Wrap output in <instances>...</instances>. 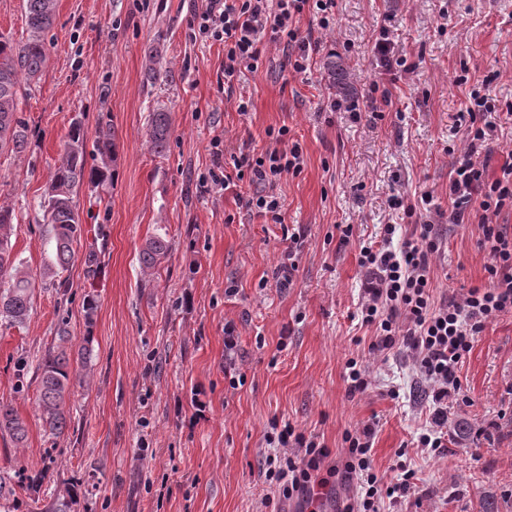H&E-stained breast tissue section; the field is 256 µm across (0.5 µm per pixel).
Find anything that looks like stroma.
<instances>
[{"label": "stroma", "instance_id": "35a3bbf8", "mask_svg": "<svg viewBox=\"0 0 512 512\" xmlns=\"http://www.w3.org/2000/svg\"><path fill=\"white\" fill-rule=\"evenodd\" d=\"M200 0H57L46 33L47 61L21 80L17 116L28 128L18 154L0 153V204L14 209L13 251L31 272L44 264L40 201L71 119L112 115L119 143L108 205L93 209L83 245H96L100 273L88 282L82 262L66 272L67 292L37 285L22 329L0 324V401L28 426L24 447L0 437V472H44L38 498L17 490L19 512H49L83 483L74 512H302L303 502L270 501L265 441L271 421L287 422L329 449L338 462L346 431L375 426L373 466L384 480L397 461L416 472L406 497L384 512H512V313L487 323L460 367L470 405V440L449 438L442 453L418 447L430 398L411 361L398 353L367 358L374 336L362 325L363 275L357 258L382 225L401 223L393 194L448 205L449 147H463L454 126L471 85L487 81L498 99L486 143L489 173L512 156V0H336L320 28L311 14L298 26L319 45L311 68L293 70L275 47L233 92L219 84L224 47L192 41L188 19ZM414 72L386 70L371 49L380 26ZM160 49L166 82L145 76L146 52ZM340 63L347 88L326 79ZM391 93L393 109L373 117L371 88ZM248 114L237 110L240 97ZM165 108L172 135L151 152V112ZM287 126L299 143V174L277 192L283 224L249 212L233 192L203 183L215 150L225 156L274 148L268 128ZM352 225L348 244L339 228ZM432 258L435 299L459 296L488 280L490 258L477 216L437 226ZM301 233L292 283L278 269L284 231ZM166 232L171 249L153 274L139 252ZM98 309L86 320L83 299ZM66 323L75 367L61 436L45 431L37 405L36 367ZM238 338L224 367V326ZM366 360L371 384L348 395L349 358Z\"/></svg>", "mask_w": 512, "mask_h": 512}]
</instances>
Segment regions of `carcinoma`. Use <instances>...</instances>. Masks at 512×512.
Listing matches in <instances>:
<instances>
[{
    "instance_id": "carcinoma-1",
    "label": "carcinoma",
    "mask_w": 512,
    "mask_h": 512,
    "mask_svg": "<svg viewBox=\"0 0 512 512\" xmlns=\"http://www.w3.org/2000/svg\"><path fill=\"white\" fill-rule=\"evenodd\" d=\"M30 35L22 44H15L0 35V151L7 148L22 152L26 148L25 125L17 117L20 74L36 77L47 60L45 33L52 27L57 0H24ZM172 134L170 112L163 108L151 113L148 128L150 148L160 154L168 148ZM88 131L81 118L72 120L63 152L50 175L48 189L40 202L43 223L46 224L50 260L40 271V278L53 288H69L60 279L76 258L74 244L84 235V227L77 206V197L83 188L96 192L113 185L117 161V136L111 115L100 112L97 116L92 151H87ZM95 164L87 166V155ZM13 210L0 206V279L9 283L0 291V321L10 327L26 325L32 310L35 278L24 262L13 254L11 242ZM166 235L156 233L146 239L139 253L142 271L152 274L169 253ZM59 344L42 359L38 366V407L46 429L56 437L67 425L69 411L66 395L70 383L69 333L66 323L58 327ZM0 435L21 447L28 437V428L14 408L0 402Z\"/></svg>"
}]
</instances>
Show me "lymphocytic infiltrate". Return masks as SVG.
<instances>
[{"mask_svg":"<svg viewBox=\"0 0 512 512\" xmlns=\"http://www.w3.org/2000/svg\"><path fill=\"white\" fill-rule=\"evenodd\" d=\"M335 6L336 0H201L190 26L194 38L223 44L224 85L230 88L245 73L258 70L270 43L294 52V71H307L310 42L300 35L297 23L311 12L321 27H328ZM497 110V100L486 88L471 90L468 106L458 114L465 124L468 148L459 156L448 184L449 223H464L473 208L481 210L483 244L491 259L487 283L435 302L431 258L439 252L441 240L430 221L415 225L396 249L391 243L398 227L384 225L380 240L362 245L359 251L358 265L364 272L361 320L376 331L369 354L405 350L430 388L431 421L419 435L422 448H444L449 404L468 402L459 365L486 324L512 312V230L498 221L503 210L512 209V162L504 163L500 176L493 178L478 153L493 129L487 117ZM272 137L276 143L272 150L234 158L229 165L222 153H215L210 178L225 190L249 181L255 191L244 197L245 207L277 222L282 209L277 184L285 174L301 171L302 151L289 144L287 127H279ZM373 437L369 425L345 432L342 456L327 468L323 461L330 451L316 437L288 429L267 435L274 451L266 458L265 479L282 500L312 496L315 488L338 479L354 484L355 494L337 512H381L385 499L413 490L416 474L406 470L396 483L382 482L372 466Z\"/></svg>","mask_w":512,"mask_h":512,"instance_id":"1","label":"lymphocytic infiltrate"}]
</instances>
